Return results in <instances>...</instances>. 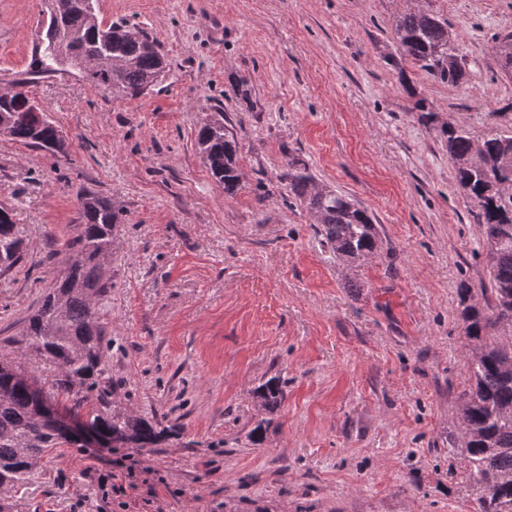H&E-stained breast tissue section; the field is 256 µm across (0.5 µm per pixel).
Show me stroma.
Segmentation results:
<instances>
[{
	"mask_svg": "<svg viewBox=\"0 0 512 512\" xmlns=\"http://www.w3.org/2000/svg\"><path fill=\"white\" fill-rule=\"evenodd\" d=\"M407 4L97 0L104 22L158 39L162 82L132 100L64 76L28 86L68 155L0 137V204L31 244L0 276V347L60 275L81 193L102 194L124 214L99 304L107 388L179 435L49 449L20 512H478L455 448L470 384L458 290L488 286L487 254L414 100L477 142L512 127V77L494 50L512 0H425L470 75L452 87L408 68L412 96L392 64ZM40 11L0 0V78L27 68ZM217 111L239 143L232 196L197 145ZM292 153L375 216L377 255L350 264L322 243L288 196ZM272 378L283 399L267 412L258 392ZM110 472L123 491L106 498Z\"/></svg>",
	"mask_w": 512,
	"mask_h": 512,
	"instance_id": "obj_1",
	"label": "stroma"
}]
</instances>
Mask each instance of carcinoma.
I'll return each mask as SVG.
<instances>
[{"mask_svg": "<svg viewBox=\"0 0 512 512\" xmlns=\"http://www.w3.org/2000/svg\"><path fill=\"white\" fill-rule=\"evenodd\" d=\"M46 15L42 38L34 44L28 68L0 81V136L54 155L67 150L62 131L49 119L36 124L28 117L32 98L24 88L51 78L65 66L89 60L78 70L83 81L114 97L136 99L148 94L164 75L166 64L156 37L136 24H105L95 0H43ZM399 66L408 61L435 80L450 86L469 78L456 36L448 22L415 6L393 20ZM495 52L502 71L512 76V32L498 37ZM420 121L436 127L455 171L458 189L477 209L487 250L491 302H473L472 288L460 289V316L471 342L466 363L470 387L458 415V447L479 494L480 512H512V184L504 172L512 169V128L490 129L475 143L458 123H437L419 98ZM197 143L202 158L224 194L240 186L237 141L224 125V113L204 122ZM288 193L300 199L319 224L322 240L349 263L373 257L382 240L373 215L349 197L316 184L306 162L288 156L283 175ZM123 212L94 192L80 196L75 236L60 278L28 317L15 341L17 348L0 351V512H18V502L32 471L49 448L67 441L32 403L28 391L11 381L14 370L29 369L32 359L48 362L55 374L43 379L46 396L82 417L114 445L155 448L169 430L116 410L99 393L106 373L99 302L111 287L108 260ZM27 235L13 210L0 205V275L28 255ZM261 407L278 405L282 392L271 381L263 388Z\"/></svg>", "mask_w": 512, "mask_h": 512, "instance_id": "1", "label": "carcinoma"}]
</instances>
